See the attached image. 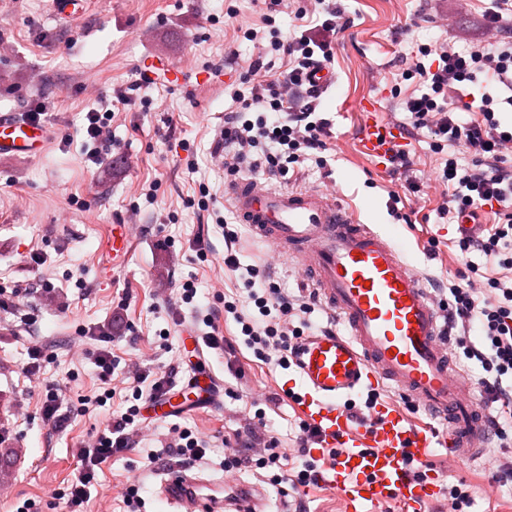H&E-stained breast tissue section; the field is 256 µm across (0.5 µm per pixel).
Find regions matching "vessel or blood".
I'll return each mask as SVG.
<instances>
[{
    "instance_id": "obj_1",
    "label": "vessel or blood",
    "mask_w": 512,
    "mask_h": 512,
    "mask_svg": "<svg viewBox=\"0 0 512 512\" xmlns=\"http://www.w3.org/2000/svg\"><path fill=\"white\" fill-rule=\"evenodd\" d=\"M357 109L364 117L360 151L387 167L401 132L379 119L378 98H361ZM49 144L44 124L0 114V159L36 157ZM230 196L239 222L306 268L318 296L346 326L342 334L308 337L295 357L303 389L299 410L319 432L323 447L338 449L320 472V483L336 491L343 512H367L386 503L397 512H426L436 489L408 474L406 457L426 460L436 444L456 458L475 456L484 445L488 414L473 406L470 384L456 377L422 274L386 233L358 223L326 193L280 190L246 180L234 182ZM383 383L444 417V433L414 428L405 412L388 402L376 406L367 424L355 423L345 397ZM221 385L213 374L207 384H187L175 397L153 401L148 416L198 409L218 399ZM157 493L169 512H265L263 499L252 488L228 494L223 484L207 482L188 469L166 473Z\"/></svg>"
}]
</instances>
